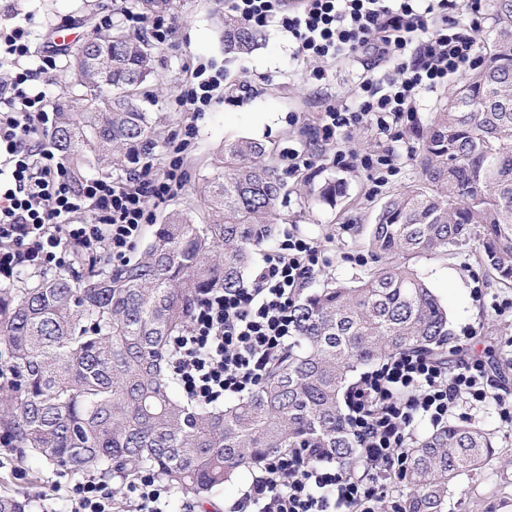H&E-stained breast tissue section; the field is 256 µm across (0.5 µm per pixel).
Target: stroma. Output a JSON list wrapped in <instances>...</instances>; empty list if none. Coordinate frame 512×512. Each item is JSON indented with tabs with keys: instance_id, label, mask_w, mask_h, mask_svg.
<instances>
[{
	"instance_id": "1",
	"label": "stroma",
	"mask_w": 512,
	"mask_h": 512,
	"mask_svg": "<svg viewBox=\"0 0 512 512\" xmlns=\"http://www.w3.org/2000/svg\"><path fill=\"white\" fill-rule=\"evenodd\" d=\"M136 0H0V29L9 30L14 15L33 13L31 41L37 52H49L58 28H69L73 41L91 35L94 27L122 25V7H134ZM224 0H172L167 16L174 27L170 45L158 47L156 77L149 84L158 95L157 111L167 116L161 129V145L149 163L155 174H162L167 147L186 124L198 130L195 143L185 158L188 178L182 190L157 204L154 223H162L172 209L189 210L197 223H205L207 211L197 189L212 172L226 143L246 138L266 143L274 150V161L288 194L281 208L280 229L295 228L299 233L325 244L329 267L312 276L308 285L324 281L353 282L380 265L375 254L367 252L364 241L380 205L392 192L406 188L418 178L416 155L421 133L434 112L447 103L450 88L425 96L415 128L405 130L396 142L400 155L399 174L381 189H374L367 171L357 165L290 172L285 155L288 149L309 148L311 125L320 106L339 99L351 100L350 81L359 69L349 60L326 63L328 79L319 85L307 82L308 63L295 55L294 44L277 25L262 28L256 50L243 57L224 52ZM206 65L224 73V101L195 116L182 111L177 101L197 68ZM340 185L335 204L320 201L325 182ZM361 253L363 264L350 262V255ZM477 238L452 246L449 255L419 256L408 264L432 286L448 309L449 331L460 335L462 328L477 331L473 350L488 365L496 387L512 392V348L505 344L512 336V312L497 313L496 303L511 300L512 288L498 284L478 261ZM481 288L482 299H475L474 288ZM471 421L489 433L495 457L478 471L460 476L448 498V512H512V426L501 422L495 403L472 410ZM64 473L48 470L40 481H33L10 453L0 454V491L31 492L43 505L42 512H61V488L72 485Z\"/></svg>"
}]
</instances>
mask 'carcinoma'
<instances>
[{
    "instance_id": "obj_1",
    "label": "carcinoma",
    "mask_w": 512,
    "mask_h": 512,
    "mask_svg": "<svg viewBox=\"0 0 512 512\" xmlns=\"http://www.w3.org/2000/svg\"><path fill=\"white\" fill-rule=\"evenodd\" d=\"M482 65L467 74L421 135L419 181L388 196L365 246L388 258L352 283L328 282L297 302L296 335L262 385L235 403H192L168 369L171 339L195 300L244 286L254 250L271 245L283 180L260 142L224 146L197 224L176 210L143 255L116 268L99 254L55 273L0 285V438L22 462L127 480L151 468L207 502L289 448H317L343 469L358 459L340 396L348 380L399 352L440 354L448 310L399 262L470 239L512 288V0H490ZM257 31L224 15V51L245 55ZM69 54L70 95L57 105L54 149L78 179L124 171L155 153L162 113L145 105L154 46L120 27L96 29ZM491 437L462 421L409 448L403 512H447L455 481L493 456ZM32 495L0 492V512H38Z\"/></svg>"
}]
</instances>
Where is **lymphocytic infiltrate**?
Returning a JSON list of instances; mask_svg holds the SVG:
<instances>
[{
  "label": "lymphocytic infiltrate",
  "instance_id": "lymphocytic-infiltrate-1",
  "mask_svg": "<svg viewBox=\"0 0 512 512\" xmlns=\"http://www.w3.org/2000/svg\"><path fill=\"white\" fill-rule=\"evenodd\" d=\"M248 25L275 23L295 54L318 64L349 59L361 65L357 105L340 100L320 110L313 140L332 148L331 162L349 159L377 185L398 171L400 127L416 123L424 94L482 64L480 33L487 0H226ZM28 22L0 35V276L61 267L76 252L107 248L128 261L152 220L151 207L185 184L183 157L196 128L169 145L163 176L150 169L118 177L69 179L42 128L52 103L46 75L55 58L34 59ZM180 106L201 113L220 102L222 73L196 72ZM367 126L385 141L360 156L341 150L353 128ZM328 259L320 243L284 230L266 251L246 288L200 297L189 328L170 346L169 365L194 401L214 403L254 391L295 334L299 293ZM475 328L457 337L459 360L404 351L362 373L346 397V424L358 442L361 467L345 472L315 448H292L268 459L228 512H401L388 486L403 479L416 425L439 427L463 402L495 401L512 424V393L493 389L486 364L471 356ZM174 492L156 471L115 490L93 479L76 484L70 512H167Z\"/></svg>",
  "mask_w": 512,
  "mask_h": 512
}]
</instances>
